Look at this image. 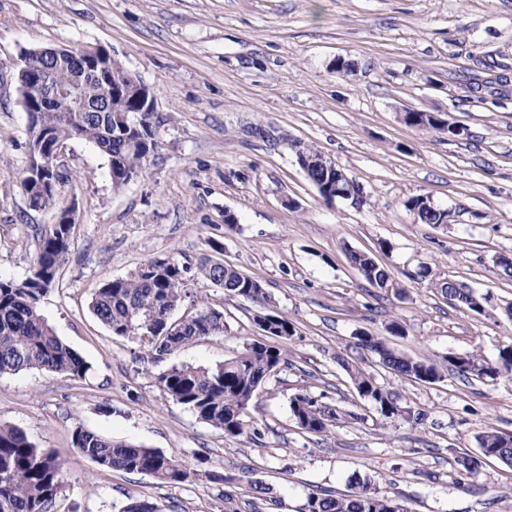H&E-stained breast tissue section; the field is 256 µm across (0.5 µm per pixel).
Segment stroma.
Wrapping results in <instances>:
<instances>
[{
  "instance_id": "35a3bbf8",
  "label": "stroma",
  "mask_w": 512,
  "mask_h": 512,
  "mask_svg": "<svg viewBox=\"0 0 512 512\" xmlns=\"http://www.w3.org/2000/svg\"><path fill=\"white\" fill-rule=\"evenodd\" d=\"M106 50L149 86L159 147L114 191L106 156L64 145L72 172L56 207L34 210L16 179L28 159L18 83L29 49ZM351 64L335 70L337 58ZM413 109L451 132L406 125ZM314 149L364 193L326 201L298 163ZM427 196L451 214L424 224L405 202ZM75 206L69 260L39 306L89 364L85 378L31 369L0 374V425L23 430L63 464L52 512H298L309 494L371 481L409 512H512V469L486 459L488 427L512 433V376L417 383L382 367L361 331L431 363L512 342V0H0V277L23 281L42 232ZM234 215L235 224L224 222ZM373 253L399 290L370 284L348 250ZM224 258L259 280L296 333L288 363L250 406L255 434L228 437L173 401L158 375L213 367L259 338L261 303L195 281L177 316L203 306L223 333L157 358L147 337L112 335L89 304L104 281L155 259L198 267ZM429 276H421V269ZM466 284L484 313L452 305L440 282ZM422 413L386 419L359 396L337 356ZM346 418L319 435L289 410L299 392ZM186 461L189 482L109 471L72 443L75 425ZM266 491L260 506L252 488Z\"/></svg>"
}]
</instances>
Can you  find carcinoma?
I'll return each instance as SVG.
<instances>
[{
  "label": "carcinoma",
  "instance_id": "1",
  "mask_svg": "<svg viewBox=\"0 0 512 512\" xmlns=\"http://www.w3.org/2000/svg\"><path fill=\"white\" fill-rule=\"evenodd\" d=\"M77 61L64 54L48 60L51 81L68 86L76 76ZM112 82L88 81L81 93L97 99V112H56L52 109L32 113L30 137L50 144L73 138L95 146L109 160L112 188L121 190L138 175L148 158L157 151L155 118L139 121V92L130 84V73L111 60ZM307 177L314 185H333L336 171L311 168ZM19 183L29 207L46 209L54 205L57 194L38 187V181L23 172ZM407 209H419L423 224H439L443 216L437 208H426L420 196L405 202ZM70 224H55L41 236L39 252L31 275L18 283L0 278V374L39 368L82 378L90 365L54 332L39 308L40 297L57 280L68 260L71 244ZM351 265L372 285L397 288L389 271L363 251H348ZM224 278V291L254 302L267 299L262 284L238 268H219L208 260L191 268L172 260H154L126 278L108 280L95 292L90 308L97 319L115 336L140 334L149 338L151 351L161 357L182 346L224 332V313L202 307L188 316L189 323L179 333L172 328L171 315L189 294V283L199 277L214 281ZM440 292L452 304L482 313V298L470 288L454 281L439 283ZM269 323L267 340L245 344L237 357L216 368L182 365L158 375V383L177 403L192 410L198 418L229 437L247 434L252 421L248 408L268 377L287 363L280 347L283 339L295 335L296 326L282 312H264ZM361 345L379 357V363L400 377L433 384L442 379L441 368L433 363L401 355L383 339L369 333L359 337ZM348 372L358 394L369 400L388 419H413V412L402 407L394 392L379 385L371 374L336 356ZM448 372L463 379L491 378L512 373V343L500 347L495 360L471 353L448 359ZM290 413L298 427L322 434L343 419L336 406L308 393L290 399ZM73 446L100 467L126 473L147 474L168 484L183 483L192 474L188 465L173 456L126 442L114 443L77 426L72 432ZM482 458H492L512 468V433L488 428L478 437ZM62 463L49 450L33 444L20 429L0 427V512H50L61 485ZM303 512H408L368 482L357 481L353 491L344 494H310Z\"/></svg>",
  "mask_w": 512,
  "mask_h": 512
}]
</instances>
